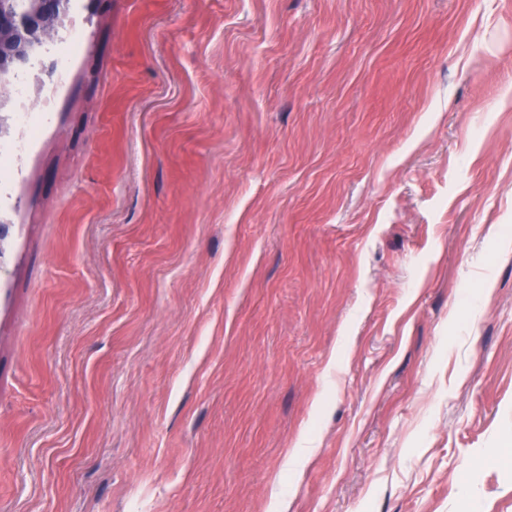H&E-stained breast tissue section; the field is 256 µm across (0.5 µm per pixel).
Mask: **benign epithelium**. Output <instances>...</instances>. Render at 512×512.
<instances>
[{"mask_svg": "<svg viewBox=\"0 0 512 512\" xmlns=\"http://www.w3.org/2000/svg\"><path fill=\"white\" fill-rule=\"evenodd\" d=\"M67 9L68 0H32L26 12L0 7V71L23 69L28 49L52 33Z\"/></svg>", "mask_w": 512, "mask_h": 512, "instance_id": "7a95c632", "label": "benign epithelium"}]
</instances>
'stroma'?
Here are the masks:
<instances>
[{
  "instance_id": "1",
  "label": "stroma",
  "mask_w": 512,
  "mask_h": 512,
  "mask_svg": "<svg viewBox=\"0 0 512 512\" xmlns=\"http://www.w3.org/2000/svg\"><path fill=\"white\" fill-rule=\"evenodd\" d=\"M64 25L0 108V512H512V0ZM76 47L77 43L71 34L61 35L55 42L47 45L48 51L54 56L52 81L55 86L64 81L67 60Z\"/></svg>"
}]
</instances>
